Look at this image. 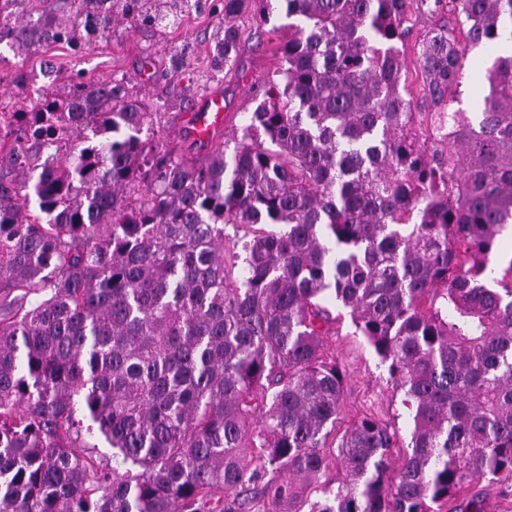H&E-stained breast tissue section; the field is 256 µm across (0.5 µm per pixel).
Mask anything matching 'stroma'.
<instances>
[{"mask_svg":"<svg viewBox=\"0 0 512 512\" xmlns=\"http://www.w3.org/2000/svg\"><path fill=\"white\" fill-rule=\"evenodd\" d=\"M218 18V12L207 7L185 16L177 26L161 29L123 19L113 25L110 39L81 52L52 45L24 58L1 43L0 111H11L20 104L34 105L47 89L64 92L79 76L90 81L117 80L133 88L148 105L165 104L162 123L176 131L209 93L219 92L224 96L226 115L221 135L231 139L239 135L257 98L281 65L275 47L284 36L282 27L287 19L279 12L264 22L258 6L247 7L237 19L241 30L237 61L233 67L216 70L210 60L214 51L211 36ZM440 23V17L420 12L413 13L408 22L403 61L410 79L405 96L418 112L425 109L417 77L418 53L424 34ZM182 53L187 56L185 65L173 70V58ZM492 58L491 50L483 45L467 50L456 109L480 111L486 69ZM19 72L27 77L21 87L12 81ZM328 346L345 374V399L337 431H344L366 414L383 419L398 433L400 446L393 454L401 456L402 445L410 440L411 415L401 403L402 392L390 383L386 367L366 340L356 335L349 314L337 317Z\"/></svg>","mask_w":512,"mask_h":512,"instance_id":"obj_1","label":"stroma"}]
</instances>
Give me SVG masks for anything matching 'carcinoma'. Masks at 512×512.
<instances>
[{"mask_svg":"<svg viewBox=\"0 0 512 512\" xmlns=\"http://www.w3.org/2000/svg\"><path fill=\"white\" fill-rule=\"evenodd\" d=\"M416 1L448 15L422 40L427 112L400 91ZM246 2L221 0L215 69ZM282 2L304 25L231 150L143 135L162 113L110 80L0 112V512H435L512 488V258L490 265L512 224V54L475 117L450 110L463 46L512 41V0ZM24 3L0 0L24 56L203 7ZM330 299L412 412L398 464L375 419L330 440ZM88 437L123 471L76 453Z\"/></svg>","mask_w":512,"mask_h":512,"instance_id":"1","label":"carcinoma"}]
</instances>
